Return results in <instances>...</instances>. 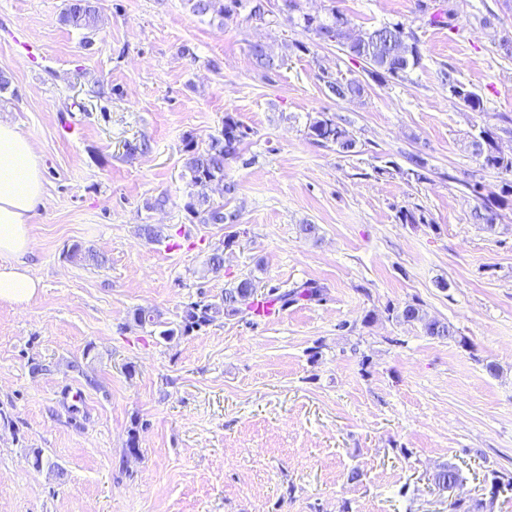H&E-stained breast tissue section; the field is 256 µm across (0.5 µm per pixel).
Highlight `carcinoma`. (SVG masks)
<instances>
[{
	"label": "carcinoma",
	"instance_id": "cac0c4a2",
	"mask_svg": "<svg viewBox=\"0 0 512 512\" xmlns=\"http://www.w3.org/2000/svg\"><path fill=\"white\" fill-rule=\"evenodd\" d=\"M191 11L201 17L208 16L212 21L224 24V21L237 15L242 0H187ZM61 21L73 27L95 31L98 29V12L90 0H69ZM298 25L302 27L307 41L299 42L296 48L301 52L310 51V47L318 45H334L353 59L367 61L374 77H390L404 79L414 69L421 66L422 55L416 43L411 41L410 33L405 31L404 24H386L372 29H354L350 19L340 10L331 9L326 18L302 15ZM256 65L264 70L275 67L274 58L263 45L250 48ZM452 96L461 101L472 111L483 110L480 95L459 82L451 74H444ZM326 84L332 94L340 98H360L365 92L364 84L358 79H350L344 83L328 80ZM308 136L323 146H334L341 153H351L357 146L353 133L337 123L327 114L320 112L308 126ZM248 137V128L227 116L224 127L217 135L209 138L207 146L200 150L192 142L184 147L183 176L195 187H204L213 182H224V163L236 159L241 152V145ZM471 146L473 155L482 169H494L512 173V155L502 154L494 145V132L482 127L472 135ZM504 202L487 201L477 207L473 218L488 230H493L503 219L501 210ZM187 210L202 224H233L237 214L224 212V204L214 202L210 197L199 192L190 197L186 204ZM322 288L312 281H306L291 289L279 291L270 289L264 300L257 299L254 279L243 277L224 290L221 303L199 301L190 304L185 310L182 325L179 329L167 328L159 332L163 338L175 335L176 332L187 333L212 323L217 316L224 314L236 315L243 310L256 314L265 308L279 305L286 307L299 300H322ZM395 318L408 323H419L425 335L437 338L457 340L453 326L440 321H426L420 308L407 304L396 310ZM512 489V478L503 481L493 476L488 491V498L452 499L448 503V512H482L486 501H494L497 495Z\"/></svg>",
	"mask_w": 512,
	"mask_h": 512
}]
</instances>
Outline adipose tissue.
I'll return each mask as SVG.
<instances>
[{"mask_svg": "<svg viewBox=\"0 0 512 512\" xmlns=\"http://www.w3.org/2000/svg\"><path fill=\"white\" fill-rule=\"evenodd\" d=\"M43 195L33 143L15 124L0 119V300L19 306L40 287L24 257L31 242L30 218Z\"/></svg>", "mask_w": 512, "mask_h": 512, "instance_id": "adipose-tissue-1", "label": "adipose tissue"}]
</instances>
